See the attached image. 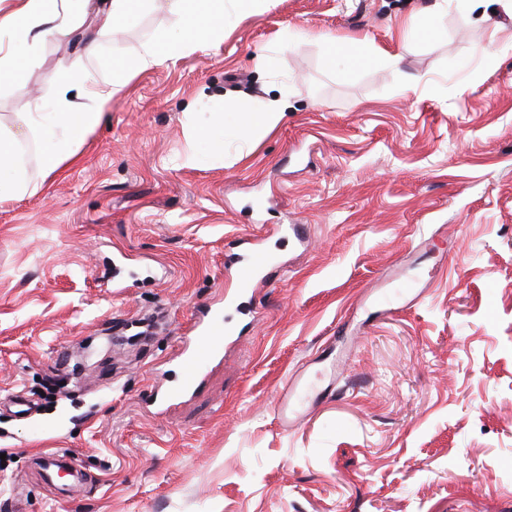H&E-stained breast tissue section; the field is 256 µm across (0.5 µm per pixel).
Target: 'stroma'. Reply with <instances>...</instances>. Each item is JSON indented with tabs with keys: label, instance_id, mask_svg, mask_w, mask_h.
<instances>
[{
	"label": "stroma",
	"instance_id": "obj_1",
	"mask_svg": "<svg viewBox=\"0 0 512 512\" xmlns=\"http://www.w3.org/2000/svg\"><path fill=\"white\" fill-rule=\"evenodd\" d=\"M99 6L0 81L13 129L62 64L127 80L75 162L44 173L25 141L36 190L0 201V400L37 403L0 409V512H512V0H224L211 46L141 73L184 32L170 0L105 32ZM255 99L287 116L244 137ZM219 124L223 147L191 140ZM254 238L284 269L225 310ZM207 307L239 340L158 412ZM300 374L324 393L286 432L273 399ZM56 448L87 494L41 481Z\"/></svg>",
	"mask_w": 512,
	"mask_h": 512
}]
</instances>
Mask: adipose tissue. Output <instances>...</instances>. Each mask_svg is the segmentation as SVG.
Segmentation results:
<instances>
[{
  "instance_id": "1",
  "label": "adipose tissue",
  "mask_w": 512,
  "mask_h": 512,
  "mask_svg": "<svg viewBox=\"0 0 512 512\" xmlns=\"http://www.w3.org/2000/svg\"><path fill=\"white\" fill-rule=\"evenodd\" d=\"M60 10L50 8V0H0V34L12 37L9 52H0V78L11 75L17 59L28 63L37 60L36 47L46 36H66L77 11L76 0H61ZM176 16H189L190 32L176 39L171 48L185 55L204 49L214 35V25L224 16V0H171ZM56 97L47 111L29 118L24 130L0 129V200L25 194L29 180L17 154V145L29 136H37L42 145L43 172L56 171L74 157L72 148L77 137L94 130L103 112L122 88L116 82L99 86L89 74L63 66L52 78Z\"/></svg>"
}]
</instances>
